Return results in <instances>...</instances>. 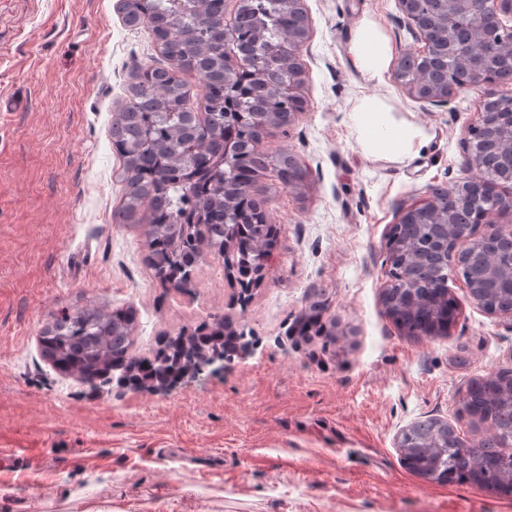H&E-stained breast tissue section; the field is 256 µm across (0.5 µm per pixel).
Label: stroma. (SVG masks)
<instances>
[{"label":"stroma","mask_w":512,"mask_h":512,"mask_svg":"<svg viewBox=\"0 0 512 512\" xmlns=\"http://www.w3.org/2000/svg\"><path fill=\"white\" fill-rule=\"evenodd\" d=\"M116 4L0 0V448L12 453L0 512H512V496L413 474L397 446L403 427L428 418L484 438L462 399L512 368V318L486 313L458 272L449 335L408 334L382 303L389 228L401 206L462 177L478 92L437 107L352 67L365 16L394 57L419 50L397 0H304V113L260 150L293 155L306 178L255 182L278 229L267 276L234 304L210 255L183 295L146 264L143 225L112 221L124 195L112 120L138 69L165 63ZM375 95L423 132L412 157L363 151L350 112ZM89 304L136 309L139 356L217 313L254 351L164 393L94 391L40 345L54 314Z\"/></svg>","instance_id":"35a3bbf8"}]
</instances>
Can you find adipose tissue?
I'll list each match as a JSON object with an SVG mask.
<instances>
[{
	"mask_svg": "<svg viewBox=\"0 0 512 512\" xmlns=\"http://www.w3.org/2000/svg\"><path fill=\"white\" fill-rule=\"evenodd\" d=\"M391 53L390 44L377 24L370 17H363L348 47L357 72L368 82L383 83ZM390 112L391 108L383 98L366 97L353 107L352 119L366 154H388L404 159L420 147V132L394 122Z\"/></svg>",
	"mask_w": 512,
	"mask_h": 512,
	"instance_id": "ef3b65f1",
	"label": "adipose tissue"
}]
</instances>
